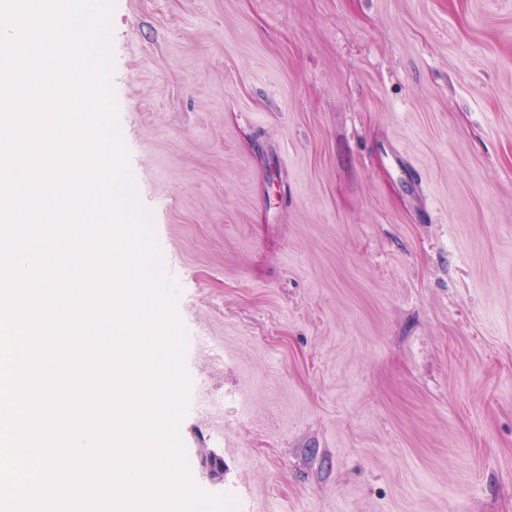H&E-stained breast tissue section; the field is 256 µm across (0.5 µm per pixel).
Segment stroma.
<instances>
[{
	"label": "stroma",
	"mask_w": 512,
	"mask_h": 512,
	"mask_svg": "<svg viewBox=\"0 0 512 512\" xmlns=\"http://www.w3.org/2000/svg\"><path fill=\"white\" fill-rule=\"evenodd\" d=\"M113 84L241 512H512V0H116Z\"/></svg>",
	"instance_id": "35a3bbf8"
}]
</instances>
